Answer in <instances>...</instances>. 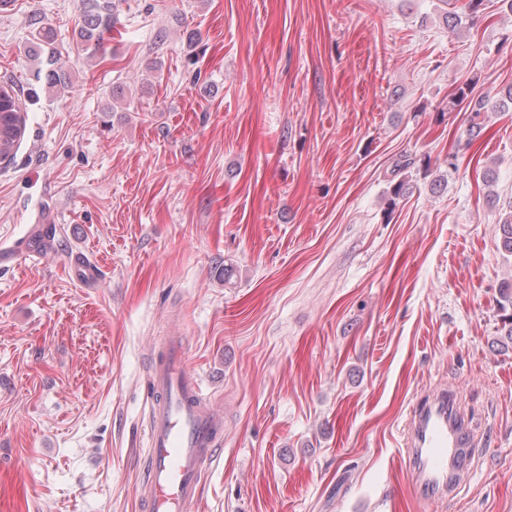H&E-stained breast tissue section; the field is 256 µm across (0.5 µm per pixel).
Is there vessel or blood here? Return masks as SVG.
Here are the masks:
<instances>
[{
    "label": "vessel or blood",
    "instance_id": "1",
    "mask_svg": "<svg viewBox=\"0 0 512 512\" xmlns=\"http://www.w3.org/2000/svg\"><path fill=\"white\" fill-rule=\"evenodd\" d=\"M149 416L142 512H194L203 469L224 442V420L200 396L182 336H167L149 372ZM478 432L454 390L417 400L406 420L409 491L428 504L455 501L473 469Z\"/></svg>",
    "mask_w": 512,
    "mask_h": 512
}]
</instances>
